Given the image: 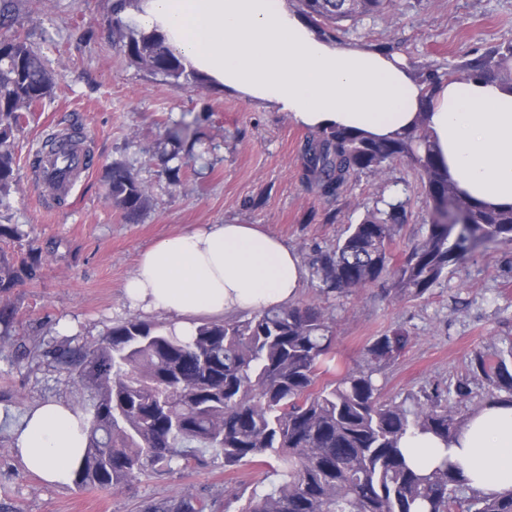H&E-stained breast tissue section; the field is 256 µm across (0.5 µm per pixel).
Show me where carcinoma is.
Listing matches in <instances>:
<instances>
[{
    "instance_id": "1",
    "label": "carcinoma",
    "mask_w": 512,
    "mask_h": 512,
    "mask_svg": "<svg viewBox=\"0 0 512 512\" xmlns=\"http://www.w3.org/2000/svg\"><path fill=\"white\" fill-rule=\"evenodd\" d=\"M132 2L113 0V44L150 75L178 87L200 86L162 35L128 27L121 12ZM299 2L312 23L327 25L381 15L392 0ZM509 61L512 43L448 70V79L489 78ZM56 84L26 39L0 30V195L18 185L20 118L51 96ZM166 136L172 150L161 162L176 184L181 166L170 162L193 153L197 140L177 127ZM304 158L306 180L326 199L340 196L358 175L408 158L431 206L426 235L397 262L390 246L407 222L404 201L391 200L350 225L336 249L316 260L329 291L347 294L387 278L396 296L418 299L468 254L512 241V206L461 196L438 164L423 121L386 142L322 131L307 142ZM107 197L130 223L150 203L146 186L120 162L112 163ZM40 269L41 257L32 249L18 262L0 252V296L35 279ZM333 340V327L317 306L289 304L244 320L204 321L188 342L160 325L128 318L93 346L60 351L88 397L87 451L74 484L115 488L140 474L169 471L175 459L203 467L209 454L222 458L227 470L277 463L281 481L264 495L249 496L237 512H455L462 501L467 512H512V493L483 496L464 486L446 463L430 472L407 464L399 442L408 430L447 440L461 421L437 395L416 398L410 406L381 399L375 375L403 350L404 332L376 338L363 363L318 388ZM474 381L484 386V404L503 400L504 393L512 398V368L499 355L473 353L468 375L455 386L459 400L471 398ZM242 495L226 489L221 503L189 492L145 512H231Z\"/></svg>"
}]
</instances>
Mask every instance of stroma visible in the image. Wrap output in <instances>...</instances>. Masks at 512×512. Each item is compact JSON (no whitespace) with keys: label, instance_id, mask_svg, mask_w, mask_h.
Here are the masks:
<instances>
[{"label":"stroma","instance_id":"obj_1","mask_svg":"<svg viewBox=\"0 0 512 512\" xmlns=\"http://www.w3.org/2000/svg\"><path fill=\"white\" fill-rule=\"evenodd\" d=\"M14 7V30L43 56L57 85L23 115L15 140L19 187L0 201V224L32 232L28 243L0 239V250L19 259L35 247L43 262L36 279L7 297L15 321L0 350V436L10 437L11 422L40 401L83 405L85 394L57 361L58 350L90 345L132 317L122 291L139 254L208 224H256L299 254L304 275L295 301L319 306L333 326L334 350L321 382L362 363L377 336L399 329L408 342L377 376L384 401L399 404L436 390L460 419L479 406L476 398L459 402L455 384L473 352L512 347V242L476 252L416 300L399 299L386 281L351 295L324 293L316 253L335 249L377 200L408 201L394 256L426 234L430 211L410 160L362 174L336 201H325L303 176L310 130L210 83L189 91L138 69L112 43V0H14ZM333 39L399 54L417 74L444 73L512 42V0H393L383 15L341 21ZM185 122L198 144L195 154L182 156L175 185L159 155L166 128ZM73 131L85 136L90 173L73 207L44 212L38 197L45 189L34 183L29 160L47 134ZM115 161L149 189L138 223H128L106 197ZM277 481L272 467L228 471L218 459L205 468L178 463L172 473L144 474L115 489L58 488L0 448V512H142L187 491L207 499L228 487L261 495Z\"/></svg>","mask_w":512,"mask_h":512}]
</instances>
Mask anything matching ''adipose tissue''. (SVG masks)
I'll return each instance as SVG.
<instances>
[{
    "label": "adipose tissue",
    "mask_w": 512,
    "mask_h": 512,
    "mask_svg": "<svg viewBox=\"0 0 512 512\" xmlns=\"http://www.w3.org/2000/svg\"><path fill=\"white\" fill-rule=\"evenodd\" d=\"M127 16L162 34L212 85L288 113L298 126L384 140L426 120L436 159L457 190L512 206V82L448 80L424 104L422 85L400 56L337 44L288 0H140ZM303 273L297 252L256 225L210 224L143 251L124 299L133 309L170 314L172 330L186 338L199 317L288 304ZM87 428L72 404L39 402L12 429L14 456L44 482L70 485ZM400 446L414 469L446 460L482 495L512 492V402L478 407L450 440L411 430Z\"/></svg>",
    "instance_id": "1"
}]
</instances>
